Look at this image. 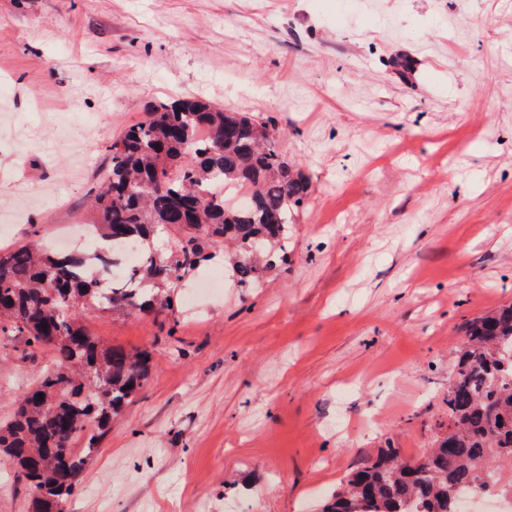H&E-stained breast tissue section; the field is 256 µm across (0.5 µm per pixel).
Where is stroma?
<instances>
[{
  "label": "stroma",
  "instance_id": "35a3bbf8",
  "mask_svg": "<svg viewBox=\"0 0 512 512\" xmlns=\"http://www.w3.org/2000/svg\"><path fill=\"white\" fill-rule=\"evenodd\" d=\"M203 98L268 122L311 182L286 255L223 253L160 319L81 311L151 356L64 512H321L381 449L448 428L450 354L512 302V0H0V250L65 253L112 140ZM54 364L0 336V422ZM34 491L0 455V512Z\"/></svg>",
  "mask_w": 512,
  "mask_h": 512
}]
</instances>
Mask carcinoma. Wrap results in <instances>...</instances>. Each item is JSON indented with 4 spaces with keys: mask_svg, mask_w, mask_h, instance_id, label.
<instances>
[{
    "mask_svg": "<svg viewBox=\"0 0 512 512\" xmlns=\"http://www.w3.org/2000/svg\"><path fill=\"white\" fill-rule=\"evenodd\" d=\"M109 150L92 225L99 251L78 257L26 244L0 253V335L24 336L56 358L0 427V448L36 492L33 512H55L74 493L112 419L150 377L147 352L100 346L79 325V309L161 316L170 310V289L224 242L235 248L240 285L255 286L272 253L284 250L293 208L309 192L265 122L201 99L149 106L147 120L129 126ZM215 182L246 191L247 204L231 206L209 193ZM166 228L180 236L175 250L160 256L150 240ZM129 241L139 242L144 259L108 287L111 254ZM506 345L512 347V304L473 319L453 356L448 432L415 459L382 451L348 477L324 512H451L460 492L498 486L497 462L512 461V359L500 352ZM77 436L86 439L79 454L71 447Z\"/></svg>",
    "mask_w": 512,
    "mask_h": 512,
    "instance_id": "obj_1",
    "label": "carcinoma"
}]
</instances>
